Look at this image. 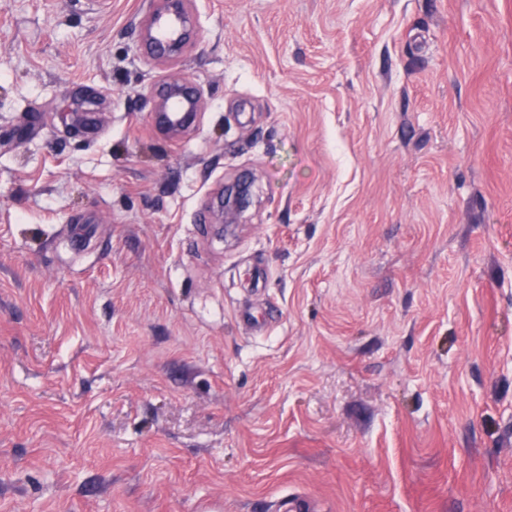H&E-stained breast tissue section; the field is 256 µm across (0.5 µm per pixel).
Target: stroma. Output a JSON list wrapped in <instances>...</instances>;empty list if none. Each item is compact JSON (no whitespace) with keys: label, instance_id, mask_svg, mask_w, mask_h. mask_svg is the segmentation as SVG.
<instances>
[{"label":"stroma","instance_id":"stroma-1","mask_svg":"<svg viewBox=\"0 0 512 512\" xmlns=\"http://www.w3.org/2000/svg\"><path fill=\"white\" fill-rule=\"evenodd\" d=\"M162 5L0 0V512H512V0ZM181 24L174 17L162 16L153 19L151 33L152 37L160 43L175 41L180 34ZM174 100L180 103L183 107L182 117L179 121L174 122L170 118L169 101ZM198 102L197 92L189 86L184 84H174L171 86L170 91L164 101L160 102L156 107L158 113V120L169 130L182 129L185 123L193 117V112L196 111Z\"/></svg>","mask_w":512,"mask_h":512}]
</instances>
